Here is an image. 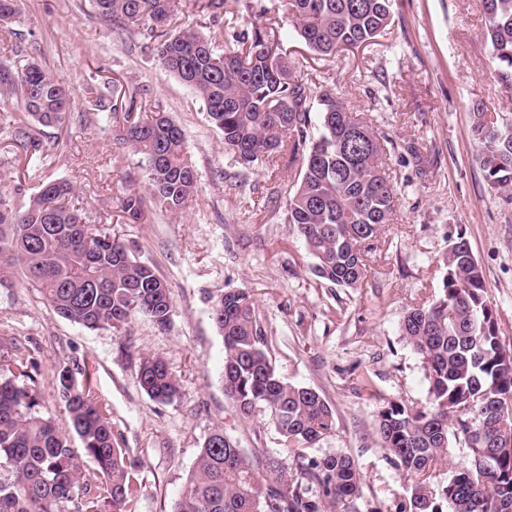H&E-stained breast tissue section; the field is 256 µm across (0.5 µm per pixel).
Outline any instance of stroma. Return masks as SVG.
Wrapping results in <instances>:
<instances>
[{
	"label": "stroma",
	"mask_w": 512,
	"mask_h": 512,
	"mask_svg": "<svg viewBox=\"0 0 512 512\" xmlns=\"http://www.w3.org/2000/svg\"><path fill=\"white\" fill-rule=\"evenodd\" d=\"M17 6L16 22L0 26V42L13 31L23 35L35 61L65 86L72 119L44 129L48 156L39 164L0 140V159L8 163L0 194L21 207L46 183H71L86 222L132 244L167 281L173 301L167 326L139 317L116 335L59 317L37 289L0 288V358L26 360L28 374L17 383L34 396L37 411L68 429L57 373L65 366L85 370L136 467L135 512H173L214 430L248 455L276 447L272 427L242 420L220 380L224 343L211 305L226 290L247 288L280 375L318 391L335 413L333 432L313 456L350 455L364 473L362 512H394L408 482L380 446L374 396L426 405L424 367L400 323L407 309L437 295L440 262L457 235L469 241L499 334L512 345V204L485 184L470 135L473 104L512 117V88L489 62L480 0H395L394 22L376 44L332 56L316 55L293 33L282 44L389 143L382 161L398 207L374 239L367 277L354 289L314 276L304 242L281 214L256 204L257 188L269 183L265 167H253L239 189L226 192L224 175L237 165L204 103L161 70L155 45L94 18L90 0ZM112 82L136 91L134 111L168 113L184 131L199 183L180 215L153 205L141 223H126L123 188L141 184L139 159L117 127L85 106L88 85ZM146 356L167 361L179 384L172 402H156L137 385ZM364 374L373 388L361 384Z\"/></svg>",
	"instance_id": "1"
}]
</instances>
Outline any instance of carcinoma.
<instances>
[{
	"instance_id": "cac0c4a2",
	"label": "carcinoma",
	"mask_w": 512,
	"mask_h": 512,
	"mask_svg": "<svg viewBox=\"0 0 512 512\" xmlns=\"http://www.w3.org/2000/svg\"><path fill=\"white\" fill-rule=\"evenodd\" d=\"M94 17L158 42L161 69L188 84L204 102L224 149L242 168L302 159L288 193L284 223L315 259L313 274L356 288L367 275L373 240L391 223L396 193L382 168L386 140L351 112L331 85L318 84L283 53L284 13L308 48L324 56L367 47L392 24V0H190L216 28L168 32L175 0H92ZM486 39L498 77L512 87V0H481ZM252 15L261 24L241 29ZM226 49L219 52L216 39ZM91 110L117 122L109 95L87 90ZM320 132L310 133L313 105ZM64 86L29 57L16 39L0 60V136L36 163L47 157L42 128L68 117ZM122 140L144 162L145 181L121 201L127 223L145 216V196L178 213L198 186L184 131L165 113L122 117ZM476 162L490 190L512 204V120L473 108ZM73 187L46 184L24 210L0 195V288L16 280L38 289L55 313L88 330H127L147 316L166 326L172 312L167 282L117 234L83 221L69 205ZM224 339L225 394L248 420L265 416L279 450L248 457L219 429L200 448L173 512H359L363 474L347 454L310 455L332 433L335 416L319 392L285 381L271 340L247 289H231L211 307ZM401 332L422 359L427 405L384 399L375 415L381 447L410 482L395 512H512V346L499 336L497 313L469 242L461 235L442 260L435 300L411 308ZM70 433L42 416L29 391L0 374V512H132L141 486L127 461L109 410L89 379L57 374ZM138 386L167 403L178 384L164 358L147 356ZM95 465L84 470L71 436ZM463 440L470 459L438 479V465Z\"/></svg>"
}]
</instances>
